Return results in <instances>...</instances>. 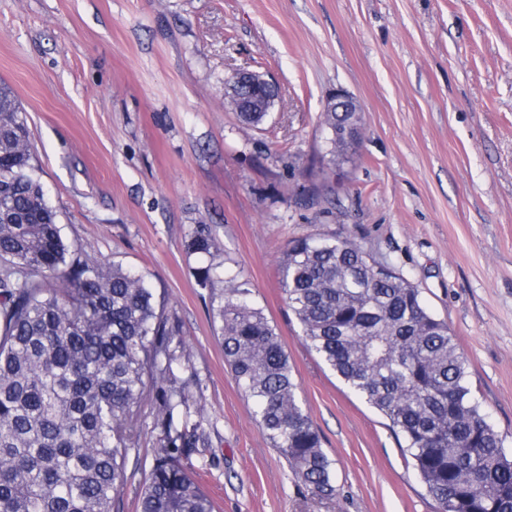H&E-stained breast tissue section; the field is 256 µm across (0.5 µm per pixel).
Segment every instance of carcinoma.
I'll use <instances>...</instances> for the list:
<instances>
[{"mask_svg": "<svg viewBox=\"0 0 512 512\" xmlns=\"http://www.w3.org/2000/svg\"><path fill=\"white\" fill-rule=\"evenodd\" d=\"M325 154L348 162L353 147L333 136ZM187 247L209 258L198 287L224 283V361L262 432L312 496L335 499V460L276 327L218 261L207 225ZM280 288L307 348L389 422L438 512H512V452L474 398L454 333L407 278L324 235L289 243ZM186 361L148 276L92 260L64 236L26 113L0 85V512H114L148 401L156 446L140 512H215L182 465L209 446Z\"/></svg>", "mask_w": 512, "mask_h": 512, "instance_id": "cac0c4a2", "label": "carcinoma"}]
</instances>
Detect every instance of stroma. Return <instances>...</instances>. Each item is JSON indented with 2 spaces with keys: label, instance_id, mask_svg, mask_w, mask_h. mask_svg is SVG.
I'll use <instances>...</instances> for the list:
<instances>
[{
  "label": "stroma",
  "instance_id": "1",
  "mask_svg": "<svg viewBox=\"0 0 512 512\" xmlns=\"http://www.w3.org/2000/svg\"><path fill=\"white\" fill-rule=\"evenodd\" d=\"M278 88L265 121L226 103L234 74ZM27 114L69 241L149 275L186 341L210 445L185 465L219 512H437L386 419L310 352L283 299L289 241L359 243L420 292L512 451V0H0V83ZM359 101L353 162L324 166L320 116ZM198 224L277 328L336 461L313 497L263 435L196 284ZM120 512L153 459L140 418Z\"/></svg>",
  "mask_w": 512,
  "mask_h": 512
}]
</instances>
